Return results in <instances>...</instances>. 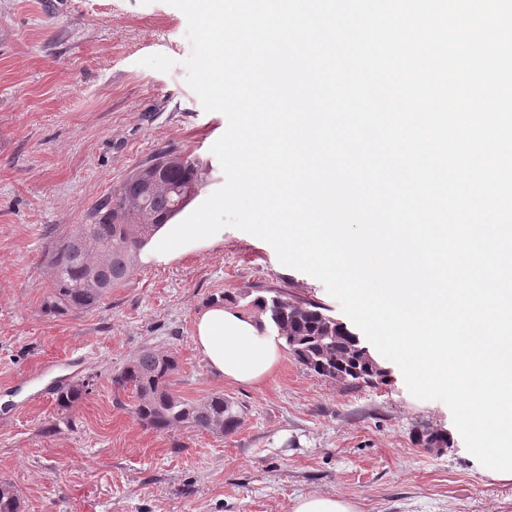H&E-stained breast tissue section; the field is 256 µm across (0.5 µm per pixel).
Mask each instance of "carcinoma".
I'll return each instance as SVG.
<instances>
[{
	"label": "carcinoma",
	"mask_w": 512,
	"mask_h": 512,
	"mask_svg": "<svg viewBox=\"0 0 512 512\" xmlns=\"http://www.w3.org/2000/svg\"><path fill=\"white\" fill-rule=\"evenodd\" d=\"M213 181L209 163L173 149H162L134 168L95 205L90 223L79 225L52 250V292L44 313L59 316L97 308L112 289L124 284L157 233ZM248 306L282 336L286 348L309 372L334 380L344 368H354L362 373L365 385L387 376L373 363L359 336L327 314L326 308L282 291L257 295ZM177 371L174 354L143 349L123 365L112 383L117 390L132 391V413L156 432L179 426L233 432L240 419L234 402L221 393L194 401L182 398L172 389ZM92 386L87 378L60 389L58 407L70 410L92 392ZM0 512H21L19 495L3 481Z\"/></svg>",
	"instance_id": "1"
}]
</instances>
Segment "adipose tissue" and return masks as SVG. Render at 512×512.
Here are the masks:
<instances>
[{
  "mask_svg": "<svg viewBox=\"0 0 512 512\" xmlns=\"http://www.w3.org/2000/svg\"><path fill=\"white\" fill-rule=\"evenodd\" d=\"M194 343L209 369L239 385L264 382L282 359V340L253 315L223 304L200 311Z\"/></svg>",
  "mask_w": 512,
  "mask_h": 512,
  "instance_id": "1",
  "label": "adipose tissue"
}]
</instances>
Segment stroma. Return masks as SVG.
Returning <instances> with one entry per match:
<instances>
[{
  "label": "stroma",
  "instance_id": "stroma-1",
  "mask_svg": "<svg viewBox=\"0 0 512 512\" xmlns=\"http://www.w3.org/2000/svg\"><path fill=\"white\" fill-rule=\"evenodd\" d=\"M187 20L165 0H0V481L22 512H290L340 494L357 512H512V482L484 475L450 409L419 400L388 359L385 384L325 380L291 354L265 382L214 376L195 316L266 289L344 313L316 278L227 226L166 257L146 249L91 311L48 316L47 255L135 166L169 147L213 160L227 119L186 82ZM175 59L167 72L143 57ZM174 352V389L240 408L229 434L165 433L116 406L112 377L143 348ZM93 391L70 414L58 387ZM430 428L443 448L418 439Z\"/></svg>",
  "mask_w": 512,
  "mask_h": 512
}]
</instances>
